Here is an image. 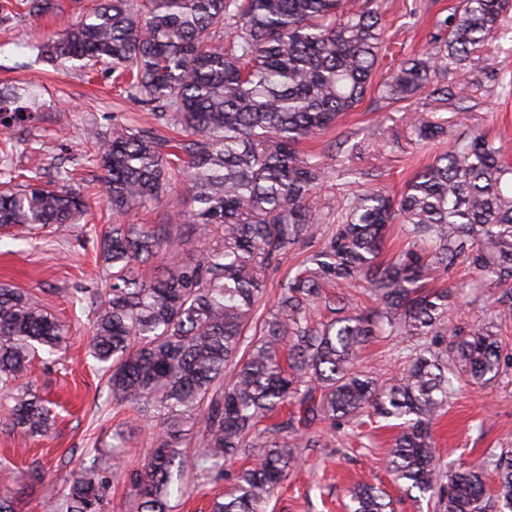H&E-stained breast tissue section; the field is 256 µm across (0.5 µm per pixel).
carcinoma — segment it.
Returning a JSON list of instances; mask_svg holds the SVG:
<instances>
[{"label": "carcinoma", "mask_w": 512, "mask_h": 512, "mask_svg": "<svg viewBox=\"0 0 512 512\" xmlns=\"http://www.w3.org/2000/svg\"><path fill=\"white\" fill-rule=\"evenodd\" d=\"M512 0H459L436 23L429 48L377 79L387 38L379 4L365 0H100L64 34L38 46L64 66L112 64L117 87L154 113L156 125L115 124L93 162L107 202L125 214L187 186L165 223L114 224L98 238L107 288L93 309L90 355L108 373L112 401L148 408L153 448L127 481L141 512H170L186 493L184 472L224 475V461L254 465L212 512H265L274 490L310 446L315 427L361 416L402 421L387 469L422 496L441 493L442 512H512V452L499 457L496 488L483 469L438 465L433 421L452 379L495 380L512 354L493 329L512 320V164L479 125L437 154L396 196L371 190L342 199L341 221L303 268L280 284L260 334L246 337L266 294L264 273L315 236L312 197L324 168L301 149L330 131L374 90L387 105L430 92L450 71L477 67L478 52L504 28ZM53 0H3L0 10L40 17ZM416 141L445 138L444 124L405 113ZM174 124L182 138L159 127ZM27 177L0 191V227L73 223L86 209L69 188ZM174 224H193L209 242L203 259L140 272ZM408 241L381 259L389 230ZM222 234L213 236L214 229ZM469 288H498L490 325L454 331L448 360L433 350L448 323L454 281L427 289L460 266ZM363 288L375 306L360 310L333 286ZM378 336L421 339L397 378L382 383L356 367ZM64 328L35 297L0 284V385L11 387L7 422L44 435L50 402L26 381L38 350L62 352ZM197 430V448L182 450ZM112 466L95 458L67 480L58 512H111ZM448 483H443V479ZM352 512H387L386 494L364 484Z\"/></svg>", "instance_id": "1"}]
</instances>
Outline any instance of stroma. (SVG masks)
I'll return each instance as SVG.
<instances>
[{
    "mask_svg": "<svg viewBox=\"0 0 512 512\" xmlns=\"http://www.w3.org/2000/svg\"><path fill=\"white\" fill-rule=\"evenodd\" d=\"M59 2L60 9L42 17L16 15L0 22V93L17 94L19 105L27 109L21 121L0 115V144L11 147L9 156L0 158V183L9 170L22 175L36 171L47 181L57 171L72 170L78 175L76 187L89 204L88 213L63 232L17 226L0 233V284L38 297L68 335L60 359L35 358L28 373L33 390L57 404L56 421L48 433H13L0 414V491L15 490L17 472L39 467L43 478L20 494L18 512H54L71 471L94 450H111L112 435L120 431L128 442L112 480V512H136L125 473L146 458L154 421L151 413L113 402L107 377L89 354L92 304L106 281L97 237L116 217L104 199L103 173L88 156L114 123L148 126L153 117L134 102L116 97L110 65H96L88 77L79 69L37 59L33 44L66 31L99 0ZM380 2L393 50L411 55L427 48L436 21L445 18L458 0ZM481 56L478 68L448 75L449 97L422 94L380 108L370 93L336 130L307 141V150L325 169L315 198L321 227L283 265L266 271L269 300H276L280 283L329 239L340 199L370 189L401 190L428 163L436 148L417 144L401 120L403 113L429 114L444 123L453 138L467 126L482 125L512 148V93L501 87L502 78H512V13L505 32L490 38ZM342 136L354 143L353 152L329 149V142ZM173 235L174 246L151 259L152 272L163 273L176 262L201 255L205 243L189 227L174 229ZM494 294L491 288L464 289L448 314L449 327L488 322ZM415 348V342L405 339H376L362 350L358 368L382 381L393 379ZM397 433L394 420L367 416L321 426L315 447L299 448L297 464L267 503L266 512H349L350 490L367 480L389 494L394 512H436L433 503L416 500L387 471L388 451ZM432 434L442 471L462 462L479 465L486 483L495 484L494 462L512 450V368L482 387L459 385L434 422ZM238 470V465L226 464L219 483L186 473L189 491L173 512H209L214 498L231 492Z\"/></svg>",
    "mask_w": 512,
    "mask_h": 512,
    "instance_id": "stroma-1",
    "label": "stroma"
}]
</instances>
